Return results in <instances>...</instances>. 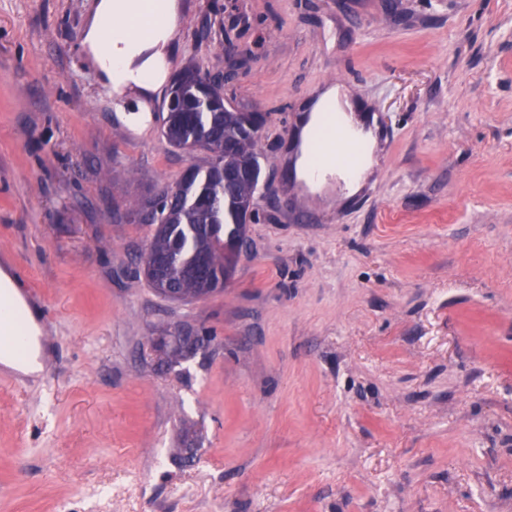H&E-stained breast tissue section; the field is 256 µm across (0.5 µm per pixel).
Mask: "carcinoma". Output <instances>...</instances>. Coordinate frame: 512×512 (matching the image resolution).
I'll use <instances>...</instances> for the list:
<instances>
[{"instance_id":"obj_1","label":"carcinoma","mask_w":512,"mask_h":512,"mask_svg":"<svg viewBox=\"0 0 512 512\" xmlns=\"http://www.w3.org/2000/svg\"><path fill=\"white\" fill-rule=\"evenodd\" d=\"M176 80L180 84L178 105L162 118L161 134L167 142L178 149L191 137L207 132L217 140L224 139L225 167L240 169L256 160L252 138L240 136V129L250 115L256 117L261 129L267 116L263 112L224 108V87L232 77L221 80L193 66L184 69ZM204 81L206 95L218 103L208 110L199 103ZM193 168V175L181 177L175 186L163 189L157 196L136 201L132 208L137 217L150 212L155 230L148 249L166 260L165 280L177 290L182 302L194 301L205 287L190 275L200 257L209 261L207 281L216 287L224 278L234 259V251L224 246V226L238 219L239 201L250 199L256 204L259 193L258 183L247 178L224 189L220 166L211 157Z\"/></svg>"}]
</instances>
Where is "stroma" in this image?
<instances>
[{"mask_svg":"<svg viewBox=\"0 0 512 512\" xmlns=\"http://www.w3.org/2000/svg\"><path fill=\"white\" fill-rule=\"evenodd\" d=\"M94 0H0V269L40 374L0 367V512H512V0H179L170 73L245 63L270 193L222 293L136 279L133 204L191 159L82 41ZM377 113L379 165L294 195L319 89ZM206 343L172 359L163 336ZM3 295L9 301L13 312L21 320L18 325L19 331L28 333L30 325L33 322V316L30 309L25 305L17 301V292L15 285L7 276H3L2 286Z\"/></svg>","mask_w":512,"mask_h":512,"instance_id":"stroma-1","label":"stroma"}]
</instances>
